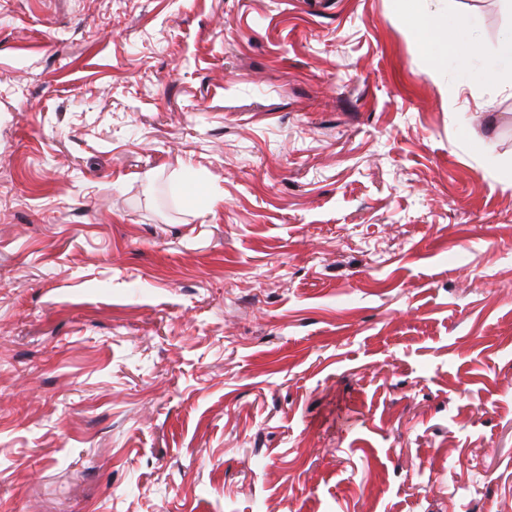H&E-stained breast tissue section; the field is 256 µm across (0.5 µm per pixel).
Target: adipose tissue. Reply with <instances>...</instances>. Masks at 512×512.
I'll use <instances>...</instances> for the list:
<instances>
[{"mask_svg": "<svg viewBox=\"0 0 512 512\" xmlns=\"http://www.w3.org/2000/svg\"><path fill=\"white\" fill-rule=\"evenodd\" d=\"M413 25L426 42L448 49L461 61H469L480 49V38L469 20L462 18L448 25L442 12L430 0H405Z\"/></svg>", "mask_w": 512, "mask_h": 512, "instance_id": "1", "label": "adipose tissue"}]
</instances>
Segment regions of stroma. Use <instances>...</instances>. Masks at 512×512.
I'll list each match as a JSON object with an SVG mask.
<instances>
[{"label":"stroma","instance_id":"obj_1","mask_svg":"<svg viewBox=\"0 0 512 512\" xmlns=\"http://www.w3.org/2000/svg\"><path fill=\"white\" fill-rule=\"evenodd\" d=\"M444 7L469 71L401 0H0V512H512V15Z\"/></svg>","mask_w":512,"mask_h":512}]
</instances>
